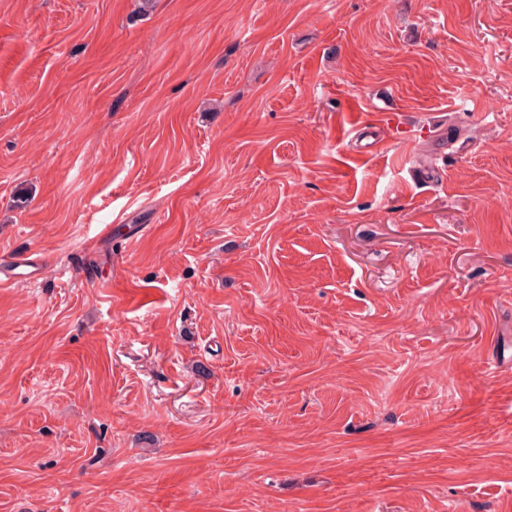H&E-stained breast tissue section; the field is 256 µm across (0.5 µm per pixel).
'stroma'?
I'll return each mask as SVG.
<instances>
[{
	"label": "stroma",
	"instance_id": "1",
	"mask_svg": "<svg viewBox=\"0 0 512 512\" xmlns=\"http://www.w3.org/2000/svg\"><path fill=\"white\" fill-rule=\"evenodd\" d=\"M25 250L0 512H512V0H0Z\"/></svg>",
	"mask_w": 512,
	"mask_h": 512
}]
</instances>
